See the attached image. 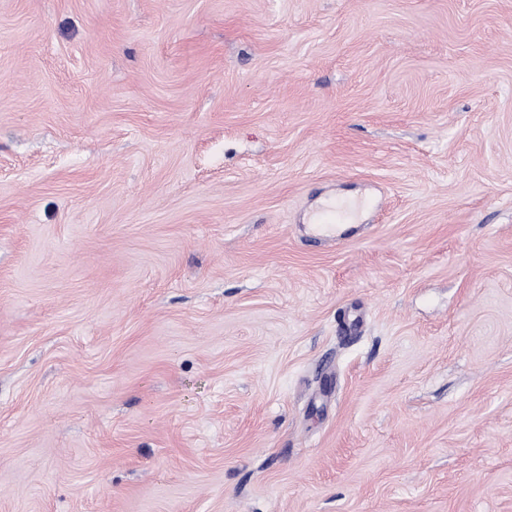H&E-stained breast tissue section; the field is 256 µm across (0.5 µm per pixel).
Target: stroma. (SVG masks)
<instances>
[{
    "label": "stroma",
    "mask_w": 512,
    "mask_h": 512,
    "mask_svg": "<svg viewBox=\"0 0 512 512\" xmlns=\"http://www.w3.org/2000/svg\"><path fill=\"white\" fill-rule=\"evenodd\" d=\"M0 512H512V0H0Z\"/></svg>",
    "instance_id": "35a3bbf8"
}]
</instances>
